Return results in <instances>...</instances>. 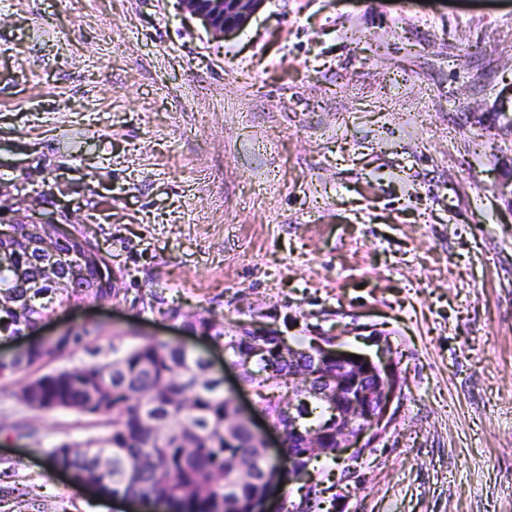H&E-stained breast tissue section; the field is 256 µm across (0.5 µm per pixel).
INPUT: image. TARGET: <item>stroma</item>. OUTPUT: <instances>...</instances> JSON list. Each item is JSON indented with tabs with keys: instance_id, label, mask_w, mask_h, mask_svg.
<instances>
[{
	"instance_id": "1",
	"label": "stroma",
	"mask_w": 512,
	"mask_h": 512,
	"mask_svg": "<svg viewBox=\"0 0 512 512\" xmlns=\"http://www.w3.org/2000/svg\"><path fill=\"white\" fill-rule=\"evenodd\" d=\"M90 228L118 298L39 373L189 339L170 307L389 350L390 423L325 512H512V0H0V201ZM153 298V308L142 301ZM0 392V512H98L46 451L96 434ZM29 424L41 443L5 436ZM200 1L179 0V4L184 12L201 20L218 36L242 27L263 3V0H209L210 7L205 9L198 7ZM228 15L231 18H227Z\"/></svg>"
}]
</instances>
